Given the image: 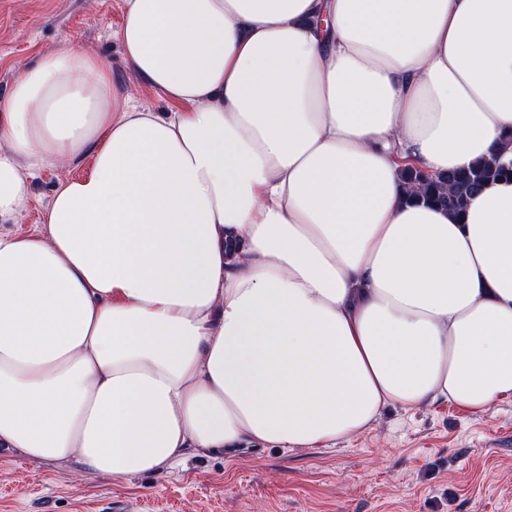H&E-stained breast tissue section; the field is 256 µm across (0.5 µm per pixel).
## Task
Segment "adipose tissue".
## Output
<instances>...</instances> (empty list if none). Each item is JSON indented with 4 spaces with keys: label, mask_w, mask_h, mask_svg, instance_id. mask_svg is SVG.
<instances>
[{
    "label": "adipose tissue",
    "mask_w": 512,
    "mask_h": 512,
    "mask_svg": "<svg viewBox=\"0 0 512 512\" xmlns=\"http://www.w3.org/2000/svg\"><path fill=\"white\" fill-rule=\"evenodd\" d=\"M0 95V449L124 481L512 396V0H122ZM128 105L138 110H150L153 112H167L169 110L168 103L160 95L145 89L134 93ZM512 173L499 153L483 157L471 166L430 178L414 169H404L401 177L420 189L418 200L448 208L460 214L466 210L472 197L488 182ZM54 183V173L43 171L31 180L33 200L30 208L14 219L0 223L1 231H26L32 229L35 224H42L44 210L49 202Z\"/></svg>",
    "instance_id": "1"
}]
</instances>
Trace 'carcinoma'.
Segmentation results:
<instances>
[{
  "mask_svg": "<svg viewBox=\"0 0 512 512\" xmlns=\"http://www.w3.org/2000/svg\"><path fill=\"white\" fill-rule=\"evenodd\" d=\"M512 173L500 154L483 157L471 166L430 178L414 169H405L401 177L418 185L417 199L433 203L460 214L466 210L472 197L488 182Z\"/></svg>",
  "mask_w": 512,
  "mask_h": 512,
  "instance_id": "obj_1",
  "label": "carcinoma"
}]
</instances>
